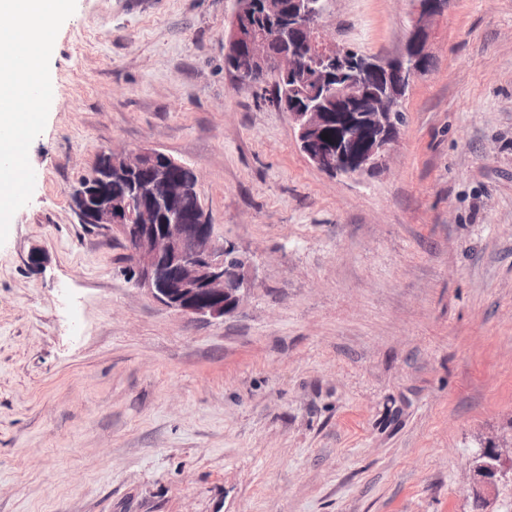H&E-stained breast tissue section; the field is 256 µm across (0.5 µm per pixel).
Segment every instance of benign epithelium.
I'll return each instance as SVG.
<instances>
[{
	"instance_id": "7a95c632",
	"label": "benign epithelium",
	"mask_w": 512,
	"mask_h": 512,
	"mask_svg": "<svg viewBox=\"0 0 512 512\" xmlns=\"http://www.w3.org/2000/svg\"><path fill=\"white\" fill-rule=\"evenodd\" d=\"M443 0H414L408 39L397 57L349 58L348 48L336 42L324 22L325 15L312 0H294L290 27L303 34L301 54L282 55L276 72L293 78L304 70L308 81L325 74L338 61L349 62L351 77L331 86L329 99L336 102V139L327 145L318 137L325 117L319 102L288 104V115L303 152L319 169L335 176L354 178L375 173L386 165L400 126L395 102L404 96L415 75L416 62L428 54L433 23L445 9ZM240 10H235L224 55L233 54L241 40L257 61L266 56V31L248 26L242 33ZM311 62L301 67V58ZM184 176L162 196L146 175L162 180L171 168ZM92 178L72 187L70 198L79 220L115 232L135 244V260L128 269L134 286L147 291L158 303L182 316L222 321L234 315L253 287L251 263L230 242L219 239L198 192L195 170L172 156L149 147L103 151L91 168ZM127 185L123 195H112V179ZM196 200L187 216L185 200ZM512 473V437L490 443L480 451L475 467L474 494L483 497Z\"/></svg>"
}]
</instances>
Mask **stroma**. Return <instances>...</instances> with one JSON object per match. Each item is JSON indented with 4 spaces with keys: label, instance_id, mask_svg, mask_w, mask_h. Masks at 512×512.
<instances>
[{
    "label": "stroma",
    "instance_id": "1",
    "mask_svg": "<svg viewBox=\"0 0 512 512\" xmlns=\"http://www.w3.org/2000/svg\"><path fill=\"white\" fill-rule=\"evenodd\" d=\"M234 9L76 0L57 34L0 245V512H474V458L512 434V0H449L385 169L353 179L226 69ZM412 11L325 23L391 58ZM138 146L192 167L250 257L233 316L157 303L80 223L71 187Z\"/></svg>",
    "mask_w": 512,
    "mask_h": 512
}]
</instances>
